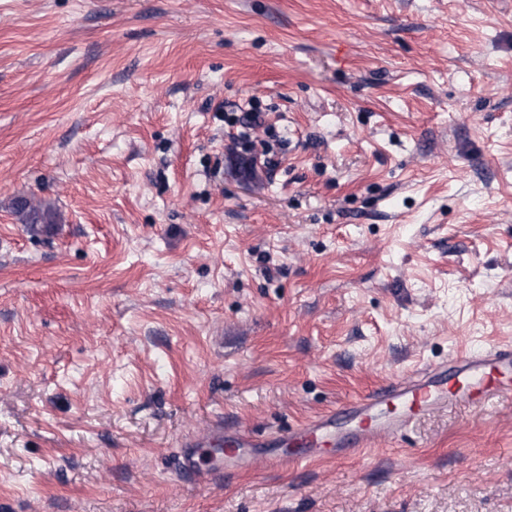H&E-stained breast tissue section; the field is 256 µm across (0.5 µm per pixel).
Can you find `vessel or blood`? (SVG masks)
Instances as JSON below:
<instances>
[{
    "label": "vessel or blood",
    "instance_id": "obj_1",
    "mask_svg": "<svg viewBox=\"0 0 512 512\" xmlns=\"http://www.w3.org/2000/svg\"><path fill=\"white\" fill-rule=\"evenodd\" d=\"M511 393L512 346L476 348L450 358L447 365L410 375L283 433L261 437L216 424L208 433L183 441L178 472L200 483L207 477L204 461L218 462L232 473L245 468L258 449L274 452L281 464L306 462L317 448L339 454L363 451L378 439L404 437L418 416L435 409Z\"/></svg>",
    "mask_w": 512,
    "mask_h": 512
}]
</instances>
